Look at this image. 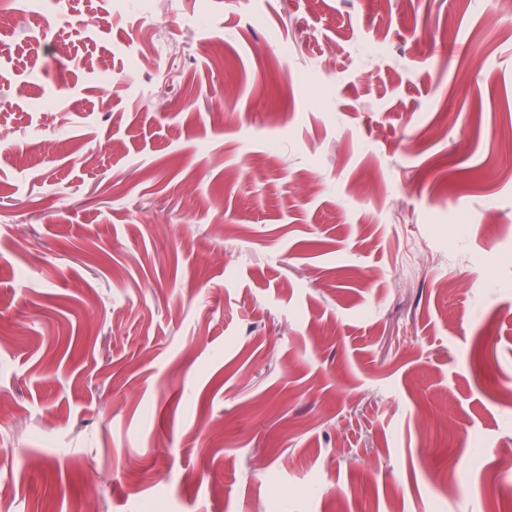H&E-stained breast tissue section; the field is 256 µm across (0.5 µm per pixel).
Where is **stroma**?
<instances>
[{"label":"stroma","mask_w":512,"mask_h":512,"mask_svg":"<svg viewBox=\"0 0 512 512\" xmlns=\"http://www.w3.org/2000/svg\"><path fill=\"white\" fill-rule=\"evenodd\" d=\"M38 11L0 0V512H503L487 0Z\"/></svg>","instance_id":"1"}]
</instances>
